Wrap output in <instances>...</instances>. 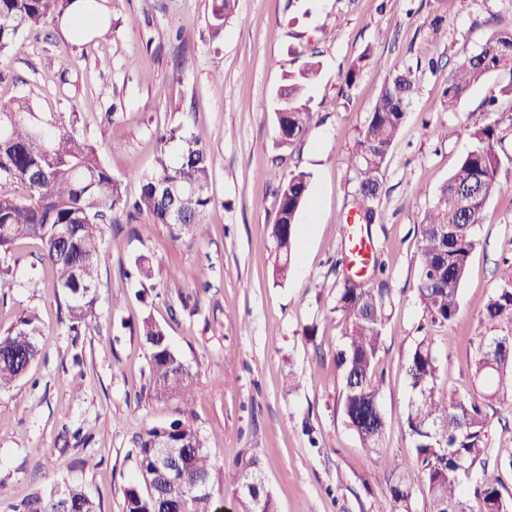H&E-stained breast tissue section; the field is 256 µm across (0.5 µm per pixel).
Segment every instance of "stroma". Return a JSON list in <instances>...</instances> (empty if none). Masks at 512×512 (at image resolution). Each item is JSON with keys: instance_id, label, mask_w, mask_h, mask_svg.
Here are the masks:
<instances>
[{"instance_id": "1", "label": "stroma", "mask_w": 512, "mask_h": 512, "mask_svg": "<svg viewBox=\"0 0 512 512\" xmlns=\"http://www.w3.org/2000/svg\"><path fill=\"white\" fill-rule=\"evenodd\" d=\"M211 0H112V36L94 40L46 27L22 34L0 56V99L28 100L38 113H79L78 130L124 179L148 171L164 129L208 138L213 158L205 234L175 238L165 224H110L99 253V326L73 334L36 241L13 249L14 277L0 281V333L28 311L41 318V355L26 376L0 389V512L66 477L123 512L134 470V436L174 418L180 402L148 391L143 317L162 325L194 373L191 405L212 465L233 474L257 461L278 512H392L387 477L365 453L339 405L334 355L343 342L332 265L356 189L349 159L376 96L398 74L414 80L384 170L373 250L392 289L383 331L380 408L384 449L409 463L404 420L413 392L410 350L431 343L439 396L473 392V341L494 288L512 280V96L489 74L455 107L443 90L461 58L480 52L496 28L512 29V0H237L220 36ZM496 23H489V16ZM439 28H432L434 17ZM314 53L320 74L308 96L306 137L277 147L275 95ZM354 85L344 78L353 63ZM497 97V112L481 105ZM505 136L492 196L474 227L477 245L453 328L433 324L416 292L420 222L472 145L475 124ZM310 176L287 280L272 275L270 227L290 171ZM152 260L147 285L123 272ZM297 386H289V376ZM489 472L512 512V414L489 411Z\"/></svg>"}]
</instances>
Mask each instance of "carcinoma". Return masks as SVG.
I'll return each instance as SVG.
<instances>
[{"label":"carcinoma","mask_w":512,"mask_h":512,"mask_svg":"<svg viewBox=\"0 0 512 512\" xmlns=\"http://www.w3.org/2000/svg\"><path fill=\"white\" fill-rule=\"evenodd\" d=\"M104 0H0V53L20 34L54 24L82 32L76 13L89 14L97 24L95 38L108 39L112 25L103 11ZM237 0H212L210 27L213 36L224 29V20ZM498 73L502 91L512 94V31L495 32L477 54L456 62L445 90L454 106L487 74ZM319 75V63L309 61L287 76L277 94V110L288 113L286 149L305 137L313 120L308 87ZM414 92L407 75L393 77L380 90L365 120L357 149L350 159L356 181L354 206L357 223L370 226L379 219L375 208L383 167L394 138L404 122ZM80 114L40 117L29 102H0V278L12 274V250L21 239L39 241L43 261L51 268L60 289L73 332L97 321L94 311L99 284L98 256L106 221L127 223L147 217L154 224H173L163 204V193L180 191L183 215L175 237L202 235V217L212 202L209 194L212 161L202 135L174 127L160 138L152 168L135 176L137 189L115 178L100 158L97 143L76 129ZM473 145L425 212L418 244V298L432 323L452 325L460 313L458 295L476 247L472 228L488 200L500 190L497 174L501 158L495 144L501 141L498 125H475ZM178 143L177 157L167 151ZM18 184L26 195L10 186ZM309 175L292 171L279 188V207L272 237L275 243L273 274L288 278L299 232L298 214L306 199ZM139 280L150 279L149 257L138 256L132 267ZM387 288H367L357 279L342 281L334 311L344 324L345 341L336 353V368L343 388L340 405L347 425L362 447L376 455V464L387 475L394 512H411L412 486L402 463L383 453L385 422L372 408L379 405L381 378L377 370L382 355V334ZM482 331L476 337L471 365L475 391L449 399L437 396L438 365L429 342L422 339L409 353L405 373L414 394L406 416V429L416 450L411 469L428 489V512H471L468 498L475 497L480 512H492L502 502L499 480L482 472L471 487L460 489V473L486 467L490 448L487 437L488 407L512 413V347L490 353L484 338H512V281L493 292L481 313ZM139 335L147 348L153 397L158 402L177 400L184 405L178 417L144 429L133 440L128 458L134 477L123 489L124 512H212L213 488L223 482L215 472L203 436L195 426L189 405L197 396L194 374L172 349L165 330L144 317ZM38 316L20 317L0 333V387L22 379L41 354ZM165 438L185 456L183 470L172 473L158 467L156 443ZM259 470L248 462L230 477L234 494L241 493L245 474ZM15 512H101L100 504L77 480L53 482L23 499Z\"/></svg>","instance_id":"carcinoma-1"}]
</instances>
